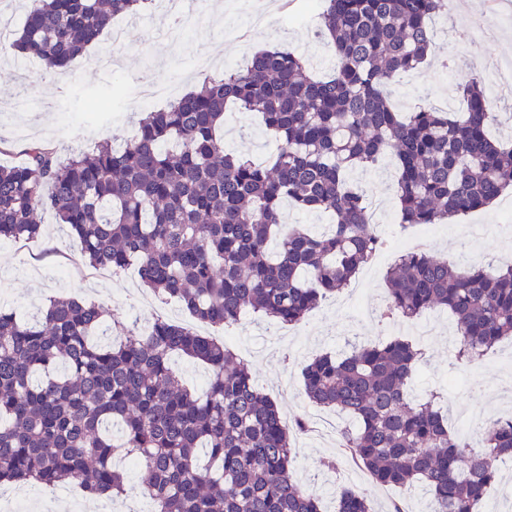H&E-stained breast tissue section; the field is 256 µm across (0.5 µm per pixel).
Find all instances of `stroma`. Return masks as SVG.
I'll return each instance as SVG.
<instances>
[{
	"instance_id": "1",
	"label": "stroma",
	"mask_w": 512,
	"mask_h": 512,
	"mask_svg": "<svg viewBox=\"0 0 512 512\" xmlns=\"http://www.w3.org/2000/svg\"><path fill=\"white\" fill-rule=\"evenodd\" d=\"M267 35L280 38L307 63L316 75L329 73L334 54L317 39L319 9L315 0H277ZM255 0H224L222 22L205 15L194 27L163 37L162 11L144 10L138 16L113 19L98 45L77 57L62 73L36 75L14 56L0 53V164L15 165L34 144L89 151L107 141L131 138L145 105L140 90L145 82L174 84L182 94L186 83L201 80L192 62L215 43H223L224 55L210 59L208 70L240 67L251 54L238 16L254 8ZM490 18L491 37L472 34L475 18ZM434 48L425 63L412 74L394 78L388 93L394 107L411 111L421 104H438L441 97L461 110L458 87L485 64L512 67V5L504 0H467L452 6L449 14L434 21ZM96 92L111 99L109 111L83 114L78 94ZM224 146L242 156H269L275 143L264 131L260 116L243 112L224 123ZM42 230L33 240L0 241V305L29 319L47 299L81 296L102 303L111 319L137 323L147 329L152 316L174 315L176 322L203 335L225 341L237 359L252 372L262 392L274 399L288 419L303 417L315 430L295 439L294 469L306 490L319 496L326 512H333L341 489L364 495L373 512H385L390 501L402 500L406 512H428L429 497L422 490L385 487L372 481L359 465H349L340 448V432L350 424L336 409L312 404L304 394L302 367L316 355L344 349L347 340L360 337L385 341L406 336L405 324L392 326L357 318L349 301L360 295L384 298L385 276L398 250L390 248L364 266L355 280L335 298L314 309L297 325L271 323L244 311L239 320L220 327L193 318L177 299L162 300L138 280L134 268L119 271L90 267L77 241L49 212L41 215ZM437 239L428 251L466 267L477 255L494 259L512 254V189L486 209L437 225ZM439 328L424 346L426 361L412 382L419 396L438 393V407L452 425L462 414L496 409L512 416V341L500 343L479 363L456 367V338L452 318L437 310ZM23 502L25 512H104L108 501L86 493L74 482L47 488L33 483L0 490V512L8 504Z\"/></svg>"
}]
</instances>
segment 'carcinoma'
<instances>
[{
  "mask_svg": "<svg viewBox=\"0 0 512 512\" xmlns=\"http://www.w3.org/2000/svg\"><path fill=\"white\" fill-rule=\"evenodd\" d=\"M35 2L12 47L55 72L139 0ZM323 2L318 35L337 53L327 77L292 51L255 52L244 68L142 113L118 146L61 159L34 145L23 163L0 165V239L36 237L49 210L90 265L134 267L143 286L205 323H235L250 308L291 325L350 284L382 243L353 169L395 160L403 225L441 224L512 187V141L489 133L482 80L459 87V112H398L381 90L426 60L449 0ZM230 104L261 114L278 143L271 162L224 149ZM285 201L330 214L331 230L283 224ZM386 280L389 317L448 310L462 363L512 338L511 264L462 270L406 252ZM107 316L73 298L49 300L31 321L0 308V487L70 480L125 496L112 463L123 453L145 468L153 512H323L294 473L292 439L304 423L283 418L229 347L159 318L142 333ZM175 355L208 368L202 392L171 371ZM423 359L403 338L355 341L304 367V393L351 419L343 447L376 483L425 489L431 512H480L498 463L512 461V418L490 423L473 448L435 395L412 393ZM336 512L371 507L347 488Z\"/></svg>",
  "mask_w": 512,
  "mask_h": 512,
  "instance_id": "1",
  "label": "carcinoma"
}]
</instances>
